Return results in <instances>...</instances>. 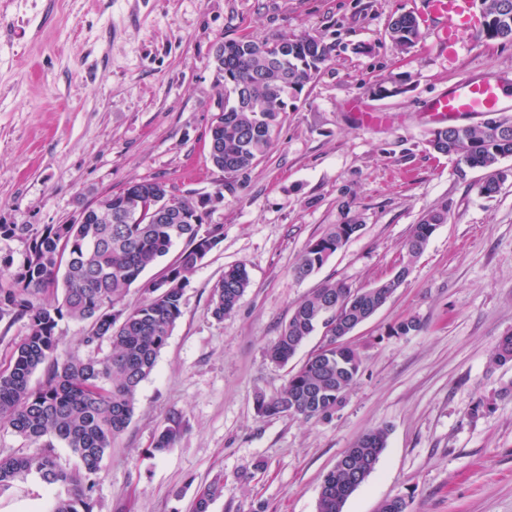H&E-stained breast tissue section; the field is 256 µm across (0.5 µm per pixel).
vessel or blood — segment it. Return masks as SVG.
Instances as JSON below:
<instances>
[{
    "label": "vessel or blood",
    "instance_id": "1",
    "mask_svg": "<svg viewBox=\"0 0 512 512\" xmlns=\"http://www.w3.org/2000/svg\"><path fill=\"white\" fill-rule=\"evenodd\" d=\"M475 0H426V18L438 26L440 45L456 43L460 33L478 30L481 20ZM512 107V84L498 77L467 78L426 105L427 114L439 124L464 116L500 112Z\"/></svg>",
    "mask_w": 512,
    "mask_h": 512
}]
</instances>
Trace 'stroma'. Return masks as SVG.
Segmentation results:
<instances>
[{
	"instance_id": "35a3bbf8",
	"label": "stroma",
	"mask_w": 512,
	"mask_h": 512,
	"mask_svg": "<svg viewBox=\"0 0 512 512\" xmlns=\"http://www.w3.org/2000/svg\"><path fill=\"white\" fill-rule=\"evenodd\" d=\"M423 12L422 0H0V224H64L135 181L224 194L204 216L224 239L191 277L132 421L102 460L93 512H192L219 475L209 512H316L325 475L378 427L387 446L344 512H379L396 496L408 512H512V363L490 362L512 334V177L484 194V171L430 149L424 112L461 79H512V42L464 33L447 50L424 23L396 54L389 21ZM279 33L320 39L331 59L287 101L267 153L226 178L209 160L213 51ZM394 73L407 74L403 90L373 99L385 124L359 127L350 101ZM441 206L447 223L349 336L360 375L336 413L259 415L257 397L278 395L324 343L318 331L287 366L270 361L296 305L327 280L359 289L392 277L413 225ZM350 219L357 234L297 278L306 246ZM235 264L251 284L219 321L210 292ZM407 316L420 331L389 335ZM175 413L179 440L152 454ZM55 494L31 477L0 493V512H49Z\"/></svg>"
}]
</instances>
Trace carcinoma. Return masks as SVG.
<instances>
[{
  "mask_svg": "<svg viewBox=\"0 0 512 512\" xmlns=\"http://www.w3.org/2000/svg\"><path fill=\"white\" fill-rule=\"evenodd\" d=\"M481 8L480 37L488 42L512 41V0H481ZM388 34L394 48L406 52L419 41V21L410 13L397 15L388 25ZM330 56L331 46L309 35L275 34L261 41L224 42V73L218 75L223 124L210 129L213 166L230 178L264 155L282 123L284 99L299 98ZM407 81L406 74L398 73L374 89L385 98L398 93ZM429 146L486 171L482 190L495 193L507 177L500 162L512 156V117H492L480 127L463 126L451 134L448 127H437ZM131 195L138 199L136 224H99L92 213L84 224H0V238H16L24 244L19 261L11 255L0 256V264L11 276L9 286L0 285V321L7 318L12 324L24 319L27 326L8 364L0 367V423L25 439L43 442L39 452L0 456V493L27 476L50 487L63 486L67 493L56 498L52 512H92L101 462L132 420L138 389L154 371L182 315L190 276L224 239V225L203 223V204L184 196L176 197L184 212L182 223H168L157 211L149 180L132 182L112 196V208H121ZM447 221L446 207L425 214L406 240L407 257L421 254L437 227ZM357 228L359 224L350 219L312 240L294 267L295 276L304 279L321 268ZM177 243L183 248L176 261L161 278L145 285L149 298L133 307L117 308L126 289ZM408 271L404 264L397 277L367 289L326 281L299 302L269 349L271 361L288 364L319 328L326 343L289 375L280 395L257 399L258 414L307 420L333 415L360 374V355L346 337L383 308L384 294L394 293ZM60 279L62 301H42V295ZM249 286L245 265L227 267L211 289V314L222 319L231 313ZM65 318L87 323L82 345L88 354L61 361L57 327ZM420 329L416 318L405 317L391 326L390 334L407 336ZM105 342L110 350L101 357ZM491 361L512 363V334L499 340ZM43 365L45 379L33 388L31 376ZM180 433V417L173 415L155 436L150 453L168 451ZM387 436V428L379 427L345 450L322 481L317 512H343L349 496L374 471ZM56 442L71 451L76 467L60 464L54 453ZM222 490L219 478L200 488L193 512H208Z\"/></svg>",
  "mask_w": 512,
  "mask_h": 512,
  "instance_id": "cac0c4a2",
  "label": "carcinoma"
}]
</instances>
